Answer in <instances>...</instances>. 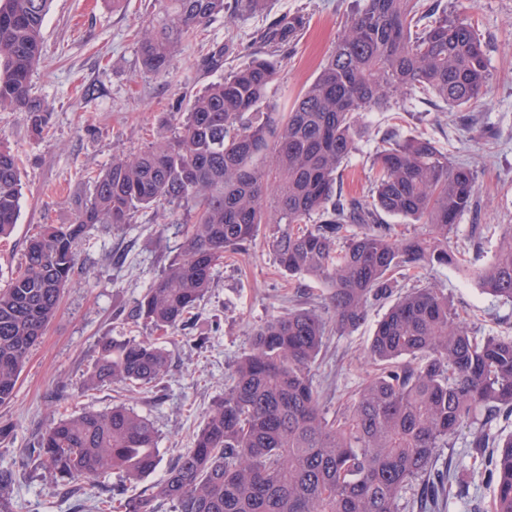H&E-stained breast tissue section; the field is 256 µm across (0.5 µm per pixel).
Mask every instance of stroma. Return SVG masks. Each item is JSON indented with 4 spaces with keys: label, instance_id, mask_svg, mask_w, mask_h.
<instances>
[{
    "label": "stroma",
    "instance_id": "1",
    "mask_svg": "<svg viewBox=\"0 0 512 512\" xmlns=\"http://www.w3.org/2000/svg\"><path fill=\"white\" fill-rule=\"evenodd\" d=\"M449 10L472 18L485 45L489 90L477 103L449 108L419 95L399 111L363 113L357 150L337 181L343 195L366 197L370 165L386 132L401 138L422 136L450 160L467 163L477 175V204L463 214L451 237L468 251L467 269L448 266L430 278L410 271L396 277L393 295L433 283L447 294L471 335L512 338V303L479 288L473 268L492 256L504 225H512V0H442ZM355 0H268L262 10L236 18L217 17L184 41L165 76L143 70L140 38L157 0H52L43 24V56L32 75V95L47 112L42 133L32 129L26 110L0 112V135L17 155L22 199L12 236L0 241V285L22 262L26 240L45 224H71L91 189L92 178L116 156L139 153L170 136L195 95L220 73L199 65L202 55L224 46L225 70L245 61L243 47L273 18L302 19L297 37L275 54L278 73L267 101L287 111L317 76L331 53ZM183 210L168 206L138 210L120 228L92 227L81 248L74 283L34 346L21 372L13 400L0 406V471L13 481L0 507L5 512H96L109 489L136 496L158 483L163 468L193 445L205 411L224 392V378L249 350L254 329L291 309L325 312V289L306 277H288L278 267L266 234L246 252L225 256L209 293L186 326L169 336L166 376L154 389L112 384L88 391L83 381L100 341L145 336L132 313L152 279L178 253L184 241ZM480 225V236L471 228ZM389 300L371 302L358 328L330 332L311 367L326 416L352 400L376 367L366 354ZM123 404L151 419L159 435L162 466L136 482L111 472L96 477L77 495L54 492L46 468L34 456L51 420L69 413L105 411ZM464 428L442 449L451 461L460 491L445 512H490L494 479L489 449L472 447Z\"/></svg>",
    "mask_w": 512,
    "mask_h": 512
}]
</instances>
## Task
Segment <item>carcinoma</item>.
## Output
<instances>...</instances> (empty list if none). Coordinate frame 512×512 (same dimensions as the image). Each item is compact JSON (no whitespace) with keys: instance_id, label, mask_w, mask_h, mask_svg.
Listing matches in <instances>:
<instances>
[{"instance_id":"obj_1","label":"carcinoma","mask_w":512,"mask_h":512,"mask_svg":"<svg viewBox=\"0 0 512 512\" xmlns=\"http://www.w3.org/2000/svg\"><path fill=\"white\" fill-rule=\"evenodd\" d=\"M159 2L140 41L142 65L157 76L198 27L219 14L258 11L266 0ZM49 4L0 0V112L26 109L38 131L45 108L31 96L30 80ZM300 24L285 16L260 40L280 48ZM276 75L273 60L249 55L195 96L173 136L112 158L75 223L45 224L27 240L20 268L0 287V406L13 399L30 350L73 283L88 227L129 224L141 207L186 210L185 240L134 311L150 335L102 340L87 390L156 386L169 368L159 336L186 323L224 255L242 251L262 228L284 273L327 288L339 332L359 326L369 301L388 297L400 271L428 275L466 262L450 237L474 207L477 177L428 139L388 133L372 162L368 201L335 197V184L356 150L360 113L399 108L417 93L452 107L486 93L488 65L475 23L436 0H363L317 77L283 114L264 106ZM21 198L18 159L0 144V238L14 231ZM382 212L425 232L394 238L380 223ZM314 215L321 223L310 226ZM347 224L365 228L344 237ZM475 277L484 291L512 301L511 224ZM327 330L320 314L300 309L255 329L193 448L151 493L99 505V512H162L167 504L174 512H400L406 488L431 474L439 449L475 423V447L497 449L491 512H512V434L491 428L512 417V338L473 336L441 289L412 288L371 338L369 355L380 371L329 419L310 374ZM406 356L410 361L398 363ZM38 456L66 494L112 470L140 480L160 463L154 424L123 405L51 422ZM453 487L451 469L436 472L422 492L424 512H434L440 492Z\"/></svg>"}]
</instances>
